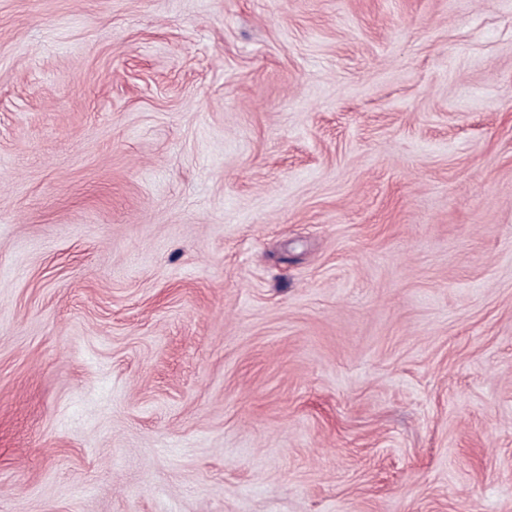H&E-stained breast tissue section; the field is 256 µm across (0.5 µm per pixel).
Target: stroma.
<instances>
[{"label": "stroma", "instance_id": "1", "mask_svg": "<svg viewBox=\"0 0 512 512\" xmlns=\"http://www.w3.org/2000/svg\"><path fill=\"white\" fill-rule=\"evenodd\" d=\"M0 512H512V0H0Z\"/></svg>", "mask_w": 512, "mask_h": 512}]
</instances>
